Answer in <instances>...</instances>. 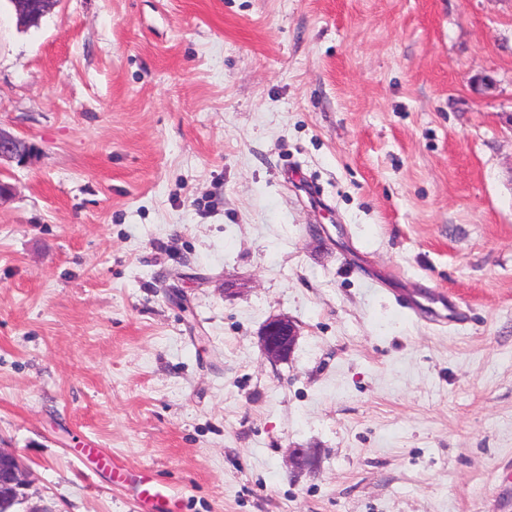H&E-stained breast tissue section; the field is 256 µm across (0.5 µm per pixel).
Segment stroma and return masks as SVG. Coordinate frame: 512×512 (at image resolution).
Wrapping results in <instances>:
<instances>
[{"instance_id": "obj_1", "label": "stroma", "mask_w": 512, "mask_h": 512, "mask_svg": "<svg viewBox=\"0 0 512 512\" xmlns=\"http://www.w3.org/2000/svg\"><path fill=\"white\" fill-rule=\"evenodd\" d=\"M0 128L16 512H512V0H0ZM13 6L18 21L23 26L37 24L47 13L52 12L61 0H8ZM30 145L22 138L3 132L0 129V167L2 162L22 161L29 152ZM301 332L298 324L283 314L270 316L259 335V346L263 357L270 363L290 360ZM138 494L143 502L150 503L160 510H169L166 505L171 502V496L165 487L155 481L148 480L142 483Z\"/></svg>"}]
</instances>
